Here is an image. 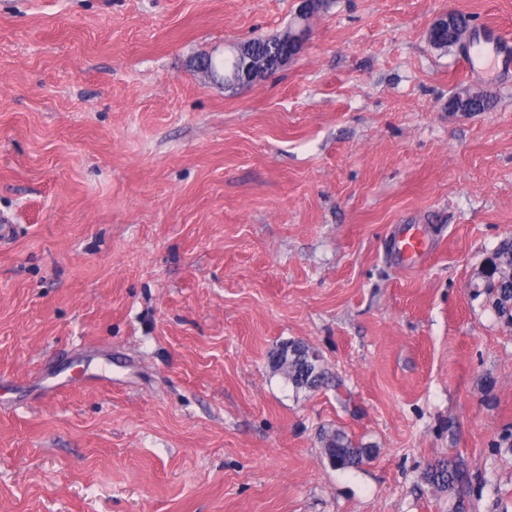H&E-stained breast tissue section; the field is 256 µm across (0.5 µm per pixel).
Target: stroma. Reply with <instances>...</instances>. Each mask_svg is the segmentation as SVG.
<instances>
[{"label": "stroma", "mask_w": 512, "mask_h": 512, "mask_svg": "<svg viewBox=\"0 0 512 512\" xmlns=\"http://www.w3.org/2000/svg\"><path fill=\"white\" fill-rule=\"evenodd\" d=\"M296 8L0 0V512H512V69L427 39L512 43V0H328L275 74L194 72ZM490 262L492 269L484 277L482 288L492 295L498 313L512 321V242L501 244ZM288 354V368L286 373L282 372L288 383L296 389L315 388L324 379V371L320 368L319 356L311 348L301 342L288 343L279 352H274L271 357L272 367L275 371L279 369L281 358ZM322 443L330 463L337 469L358 467L365 460H369L372 454L371 448L353 443L352 439L339 429L324 432Z\"/></svg>", "instance_id": "35a3bbf8"}]
</instances>
